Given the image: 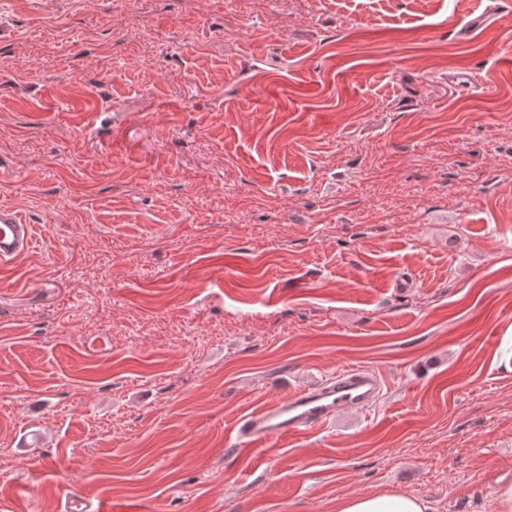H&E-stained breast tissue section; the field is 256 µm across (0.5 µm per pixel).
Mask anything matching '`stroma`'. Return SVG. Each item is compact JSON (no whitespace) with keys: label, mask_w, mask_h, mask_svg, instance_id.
Segmentation results:
<instances>
[{"label":"stroma","mask_w":512,"mask_h":512,"mask_svg":"<svg viewBox=\"0 0 512 512\" xmlns=\"http://www.w3.org/2000/svg\"><path fill=\"white\" fill-rule=\"evenodd\" d=\"M0 0V501L336 512L512 485V6ZM251 33H233L242 15ZM348 367L381 397L237 422ZM33 225L16 209L0 205V261L12 260L29 249ZM378 377L364 369H345L315 390H303L241 418L235 427L237 442L266 448L274 438L293 437L328 422L338 412L368 408L378 401ZM421 498L402 492H385L343 500L337 512H428Z\"/></svg>","instance_id":"35a3bbf8"}]
</instances>
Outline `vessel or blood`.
Returning <instances> with one entry per match:
<instances>
[{
    "mask_svg": "<svg viewBox=\"0 0 512 512\" xmlns=\"http://www.w3.org/2000/svg\"><path fill=\"white\" fill-rule=\"evenodd\" d=\"M33 226L16 209L0 205V261L12 260L29 249ZM378 377L364 369H346L315 390H304L241 418L235 434L238 443L264 448L275 438L293 437L328 422L338 412L368 408L378 401Z\"/></svg>",
    "mask_w": 512,
    "mask_h": 512,
    "instance_id": "1",
    "label": "vessel or blood"
}]
</instances>
